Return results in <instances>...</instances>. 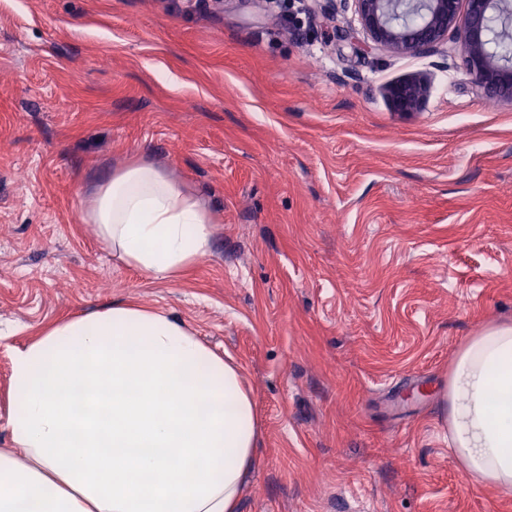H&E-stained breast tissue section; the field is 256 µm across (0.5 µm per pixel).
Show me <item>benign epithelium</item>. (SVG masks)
Wrapping results in <instances>:
<instances>
[{"mask_svg": "<svg viewBox=\"0 0 512 512\" xmlns=\"http://www.w3.org/2000/svg\"><path fill=\"white\" fill-rule=\"evenodd\" d=\"M366 47L392 53L434 54L451 36L464 45L475 86L489 99L512 104V54L495 49L512 40V0H353ZM429 84L413 75L387 87L392 109H421Z\"/></svg>", "mask_w": 512, "mask_h": 512, "instance_id": "obj_1", "label": "benign epithelium"}]
</instances>
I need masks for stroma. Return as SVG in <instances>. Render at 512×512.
I'll return each mask as SVG.
<instances>
[{"instance_id": "stroma-1", "label": "stroma", "mask_w": 512, "mask_h": 512, "mask_svg": "<svg viewBox=\"0 0 512 512\" xmlns=\"http://www.w3.org/2000/svg\"><path fill=\"white\" fill-rule=\"evenodd\" d=\"M326 0H0V448L10 349L115 301L170 311L242 365L261 432L239 512H512L448 450L464 341L512 322V105L433 55L331 40ZM424 73L421 111L386 87ZM161 163L205 203L176 280L81 221Z\"/></svg>"}]
</instances>
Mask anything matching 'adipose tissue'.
Masks as SVG:
<instances>
[{"mask_svg": "<svg viewBox=\"0 0 512 512\" xmlns=\"http://www.w3.org/2000/svg\"><path fill=\"white\" fill-rule=\"evenodd\" d=\"M113 258L179 277L212 244L204 202L161 164L97 184L82 212ZM472 482L512 492V322L460 347L442 395ZM0 512H237L258 460L242 368L169 312L116 303L10 354Z\"/></svg>", "mask_w": 512, "mask_h": 512, "instance_id": "obj_1", "label": "adipose tissue"}]
</instances>
